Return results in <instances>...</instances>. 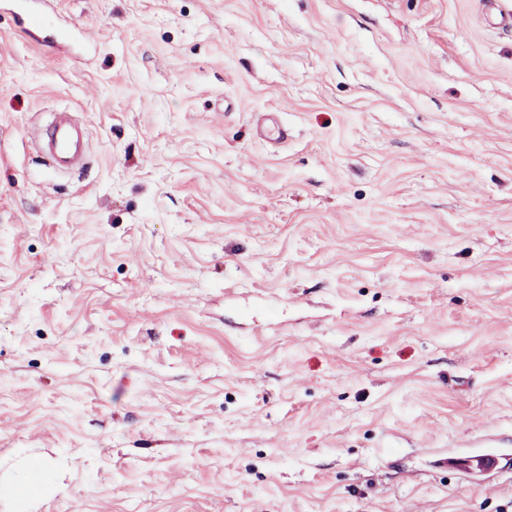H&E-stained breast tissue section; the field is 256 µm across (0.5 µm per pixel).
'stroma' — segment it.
Returning <instances> with one entry per match:
<instances>
[{
  "instance_id": "35a3bbf8",
  "label": "stroma",
  "mask_w": 512,
  "mask_h": 512,
  "mask_svg": "<svg viewBox=\"0 0 512 512\" xmlns=\"http://www.w3.org/2000/svg\"><path fill=\"white\" fill-rule=\"evenodd\" d=\"M498 18L57 0L60 48L0 11V512H512L442 465L512 442ZM31 448L65 493L7 488ZM42 153L49 164L59 172L72 170L86 152V130L70 116L62 113L54 117L44 129L36 132Z\"/></svg>"
}]
</instances>
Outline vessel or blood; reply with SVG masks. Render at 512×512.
<instances>
[{
    "mask_svg": "<svg viewBox=\"0 0 512 512\" xmlns=\"http://www.w3.org/2000/svg\"><path fill=\"white\" fill-rule=\"evenodd\" d=\"M25 0H11L13 16L23 30H39L48 22L47 14L28 13ZM42 153L57 171L72 170L86 152V130L66 114H59L52 122L37 133ZM448 469L458 476L479 477L490 482L504 472L512 470V450L490 446L469 455L452 454L448 457Z\"/></svg>",
    "mask_w": 512,
    "mask_h": 512,
    "instance_id": "vessel-or-blood-1",
    "label": "vessel or blood"
}]
</instances>
